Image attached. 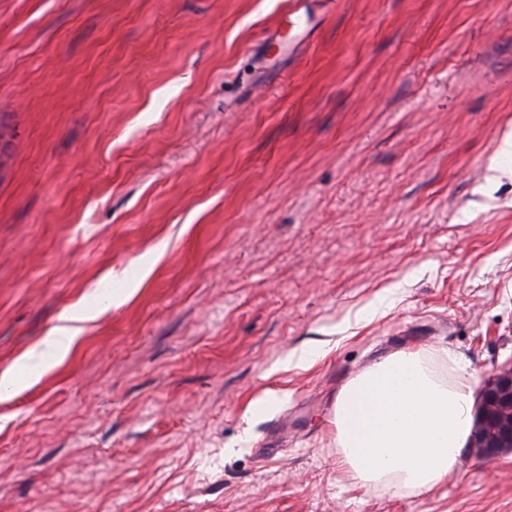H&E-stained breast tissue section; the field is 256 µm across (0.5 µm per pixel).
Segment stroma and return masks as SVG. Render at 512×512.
<instances>
[{
    "label": "stroma",
    "mask_w": 512,
    "mask_h": 512,
    "mask_svg": "<svg viewBox=\"0 0 512 512\" xmlns=\"http://www.w3.org/2000/svg\"><path fill=\"white\" fill-rule=\"evenodd\" d=\"M293 2L0 0V512H512V453L394 492L331 423L512 361V0ZM77 337L76 330L68 325L53 328L25 354L22 367L34 371L55 365L71 353Z\"/></svg>",
    "instance_id": "35a3bbf8"
}]
</instances>
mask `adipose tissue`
<instances>
[{"mask_svg":"<svg viewBox=\"0 0 512 512\" xmlns=\"http://www.w3.org/2000/svg\"><path fill=\"white\" fill-rule=\"evenodd\" d=\"M72 325L53 328L24 356L34 371L68 356L77 339ZM474 390L441 379L422 353L390 356L347 382L336 400L333 425L341 462L364 484L424 493L460 469L473 430Z\"/></svg>","mask_w":512,"mask_h":512,"instance_id":"ef3b65f1","label":"adipose tissue"}]
</instances>
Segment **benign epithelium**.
Returning <instances> with one entry per match:
<instances>
[{"mask_svg": "<svg viewBox=\"0 0 512 512\" xmlns=\"http://www.w3.org/2000/svg\"><path fill=\"white\" fill-rule=\"evenodd\" d=\"M468 452L478 459L512 452V366L500 368L482 386Z\"/></svg>", "mask_w": 512, "mask_h": 512, "instance_id": "1", "label": "benign epithelium"}]
</instances>
